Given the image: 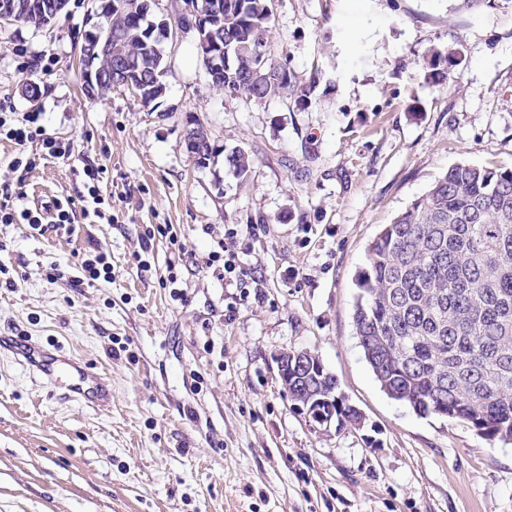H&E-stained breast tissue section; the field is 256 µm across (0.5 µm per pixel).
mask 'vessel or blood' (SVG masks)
<instances>
[{
    "label": "vessel or blood",
    "instance_id": "vessel-or-blood-1",
    "mask_svg": "<svg viewBox=\"0 0 512 512\" xmlns=\"http://www.w3.org/2000/svg\"><path fill=\"white\" fill-rule=\"evenodd\" d=\"M2 351L13 353L30 372L38 374L48 385L60 390L64 399L93 409L107 406L112 400V387L100 374L58 349L1 336Z\"/></svg>",
    "mask_w": 512,
    "mask_h": 512
}]
</instances>
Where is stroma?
Returning a JSON list of instances; mask_svg holds the SVG:
<instances>
[{"instance_id": "1", "label": "stroma", "mask_w": 512, "mask_h": 512, "mask_svg": "<svg viewBox=\"0 0 512 512\" xmlns=\"http://www.w3.org/2000/svg\"><path fill=\"white\" fill-rule=\"evenodd\" d=\"M97 6L0 26V104L40 113L72 145L26 178L21 206L79 199L91 160L116 217L71 233L0 224V336L62 347L112 385L94 410L0 353V512H512V445L390 399L352 319L382 225L455 164L512 167V0H274L267 54L312 85L307 99L215 90L183 30L161 45L157 108L124 88L85 91L81 34L104 25ZM435 47L456 54L440 83ZM193 122L216 148L204 168L183 144ZM238 145L253 158L244 179L227 160ZM153 224L173 225L185 251L156 240L141 274L133 253ZM228 226L258 287H225L206 264ZM94 245L111 281L48 279ZM171 264L182 303L160 284ZM290 351L320 357L359 424L324 431L294 405L277 367Z\"/></svg>"}]
</instances>
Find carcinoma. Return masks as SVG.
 Returning <instances> with one entry per match:
<instances>
[{"label": "carcinoma", "instance_id": "carcinoma-1", "mask_svg": "<svg viewBox=\"0 0 512 512\" xmlns=\"http://www.w3.org/2000/svg\"><path fill=\"white\" fill-rule=\"evenodd\" d=\"M19 14L34 28L52 23L62 0ZM112 38L138 66L144 92L160 104L167 66L153 20L128 0L123 15L112 0H99ZM222 5V27L205 20L198 38L215 34L224 54V94L269 100L288 93L305 97L288 67L270 72L256 30L270 33L272 0H201ZM453 53L432 50L430 77L447 74ZM229 162L246 177L253 158L236 146ZM356 287L353 319L364 357L383 391L424 415L469 424L477 434L512 443V167L459 163L424 195L382 227L366 249ZM288 397L315 423L334 410L340 417L339 383L325 368L283 379Z\"/></svg>", "mask_w": 512, "mask_h": 512}]
</instances>
